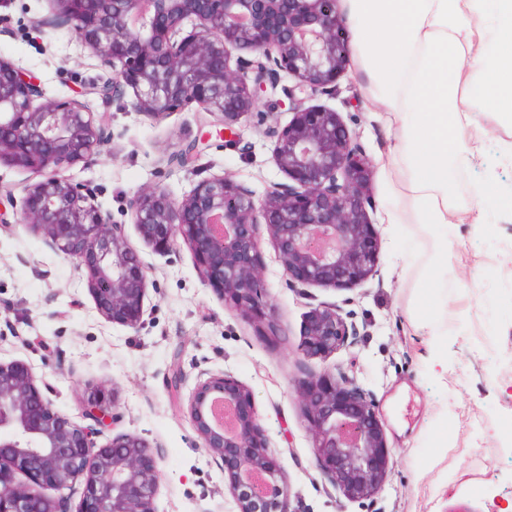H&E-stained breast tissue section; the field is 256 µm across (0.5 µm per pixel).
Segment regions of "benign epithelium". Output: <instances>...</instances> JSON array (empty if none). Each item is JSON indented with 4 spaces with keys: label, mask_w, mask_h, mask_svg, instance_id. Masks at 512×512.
Listing matches in <instances>:
<instances>
[{
    "label": "benign epithelium",
    "mask_w": 512,
    "mask_h": 512,
    "mask_svg": "<svg viewBox=\"0 0 512 512\" xmlns=\"http://www.w3.org/2000/svg\"><path fill=\"white\" fill-rule=\"evenodd\" d=\"M35 27L73 32L108 72L97 88L103 98L130 91L132 109L150 118L195 104L224 126L230 145L260 94L277 88L273 77L295 80L283 89L292 117L272 132V157L288 182L257 196L215 175L180 199L146 186L129 204L142 240L162 253L180 240L188 245L205 281L259 335L277 336L262 233L294 287L350 289L376 275L371 162L339 112L312 103L334 97L350 57L339 0H50ZM106 141L103 116L76 97L46 98L34 76L0 56V164L41 176L21 201L23 224L86 277L100 315L136 329L149 267L95 189L63 174ZM357 335L338 306L321 303L306 316L302 351L325 358ZM297 392L320 474L349 501L375 497L391 449L371 390L344 371L324 370L305 373ZM218 400L234 411L230 432L215 422ZM114 409L107 395L92 393L82 410L91 424H73L28 364L0 362V512H70L75 495L76 512H156L159 454L134 433L97 445L119 419ZM187 410L221 463L237 512H293L248 387L228 372H206Z\"/></svg>",
    "instance_id": "1"
}]
</instances>
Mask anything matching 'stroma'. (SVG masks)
I'll use <instances>...</instances> for the list:
<instances>
[{
  "label": "stroma",
  "mask_w": 512,
  "mask_h": 512,
  "mask_svg": "<svg viewBox=\"0 0 512 512\" xmlns=\"http://www.w3.org/2000/svg\"><path fill=\"white\" fill-rule=\"evenodd\" d=\"M48 8L47 0H0V56L34 75L46 97L80 91L92 111L105 114L103 153L65 174L97 188L99 203L123 223L128 243L150 268L145 322L131 330L103 318L73 264L21 224L20 209L10 208L0 219V360L30 364L48 382L55 408L77 425L89 391L112 394L119 419L97 442L135 433L158 449L157 512H236L224 471L187 413L203 370L228 372L252 390L292 512H502L512 502V274L500 268L512 254V158L503 144L486 141L483 158L453 175L463 196L488 183L484 218L494 230L452 229L456 257L445 277L430 275L418 225L384 223L386 188L377 175L369 215L380 241L379 267L368 281L348 290L290 287L273 246L263 242L265 286L286 337L272 343L202 280L185 244L158 253L143 242L128 202L147 185L178 199L211 175L229 176L259 196L285 182L267 130L288 122L287 97L279 89L263 95L239 122L240 140L232 146L223 131L204 125L195 106L148 118L129 99L93 93L107 73L68 29L35 30ZM358 82L355 66H347L328 105L377 168L386 128ZM195 140L200 156L180 163ZM321 303L349 313L360 334L328 358H309L300 350L302 329ZM437 353L447 369L433 367ZM337 366L373 392L394 451L383 490L361 505L316 469L296 388L303 372ZM176 368L185 376L178 390L169 384Z\"/></svg>",
  "instance_id": "35a3bbf8"
}]
</instances>
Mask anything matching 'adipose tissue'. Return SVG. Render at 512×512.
<instances>
[{
  "label": "adipose tissue",
  "mask_w": 512,
  "mask_h": 512,
  "mask_svg": "<svg viewBox=\"0 0 512 512\" xmlns=\"http://www.w3.org/2000/svg\"><path fill=\"white\" fill-rule=\"evenodd\" d=\"M340 18L359 89L385 115L381 177L408 191L433 267L447 268L450 228L482 223L485 196H458L450 173L491 131L512 136V0H341Z\"/></svg>",
  "instance_id": "adipose-tissue-1"
}]
</instances>
